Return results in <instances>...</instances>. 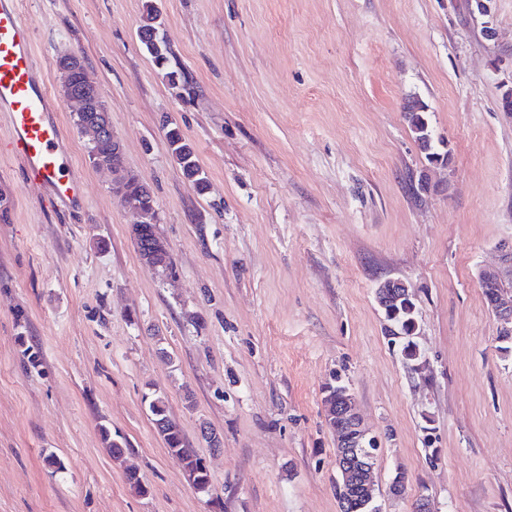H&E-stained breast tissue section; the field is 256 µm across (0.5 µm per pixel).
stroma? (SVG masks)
<instances>
[{"label":"stroma","instance_id":"35a3bbf8","mask_svg":"<svg viewBox=\"0 0 512 512\" xmlns=\"http://www.w3.org/2000/svg\"><path fill=\"white\" fill-rule=\"evenodd\" d=\"M145 1L18 0L85 198L27 182L0 112V512H339L322 406L337 378L380 440L382 512L421 494L433 512H512V355L480 282L512 243V0H153L175 86L139 42ZM66 52L84 56L127 169L153 190L173 277L141 260L134 213L88 160L54 67ZM409 97L448 165L419 150ZM165 116L194 144L204 192ZM388 278L413 294L422 373L385 331ZM154 391L218 503L157 434ZM165 137L183 177L197 190L206 188L207 180L202 170L194 146L184 137L178 126L171 120H163Z\"/></svg>","mask_w":512,"mask_h":512}]
</instances>
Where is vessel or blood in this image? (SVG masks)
Wrapping results in <instances>:
<instances>
[{
	"label": "vessel or blood",
	"instance_id": "b4317fda",
	"mask_svg": "<svg viewBox=\"0 0 512 512\" xmlns=\"http://www.w3.org/2000/svg\"><path fill=\"white\" fill-rule=\"evenodd\" d=\"M53 102L33 60L29 28L16 0H0V112L7 113L10 145L30 182L54 199H78L82 186L59 127L50 119Z\"/></svg>",
	"mask_w": 512,
	"mask_h": 512
}]
</instances>
